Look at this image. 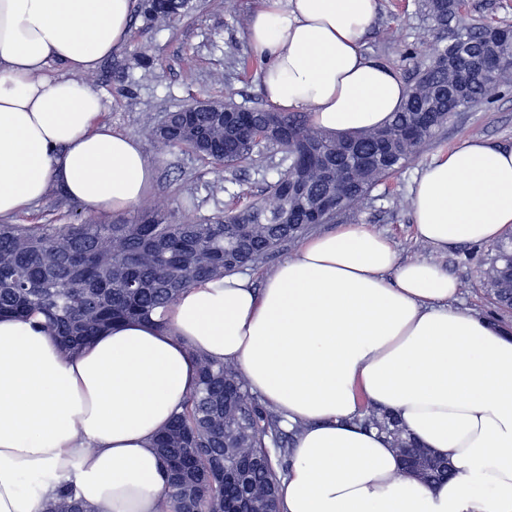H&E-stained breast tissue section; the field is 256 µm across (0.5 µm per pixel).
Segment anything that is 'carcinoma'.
Masks as SVG:
<instances>
[{"label":"carcinoma","mask_w":512,"mask_h":512,"mask_svg":"<svg viewBox=\"0 0 512 512\" xmlns=\"http://www.w3.org/2000/svg\"><path fill=\"white\" fill-rule=\"evenodd\" d=\"M188 6L141 0L138 9L147 23L166 25ZM416 14L430 56L417 64L401 111L356 134L354 145L304 115L230 98L222 112L198 113L195 136L180 133L178 110L154 127L162 147L190 151L213 167V196L224 191V170L249 161L262 143L274 148L280 171L255 200L197 221L145 206L108 224L82 216L70 224H0V316H41L70 354L108 326L151 320L200 280L244 271L320 224L343 223L457 113L512 82V25L468 17L461 0H416ZM480 283L496 309L512 313L511 232L490 246ZM189 353L196 384L154 442L168 475L159 512H278L279 468L300 427L284 431L234 366L192 347ZM362 422L390 438L405 472L422 483L454 474L448 458L405 435L393 412L368 404ZM46 512L86 509L64 487Z\"/></svg>","instance_id":"1"}]
</instances>
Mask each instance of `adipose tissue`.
<instances>
[{
    "instance_id": "obj_1",
    "label": "adipose tissue",
    "mask_w": 512,
    "mask_h": 512,
    "mask_svg": "<svg viewBox=\"0 0 512 512\" xmlns=\"http://www.w3.org/2000/svg\"><path fill=\"white\" fill-rule=\"evenodd\" d=\"M377 0H263L247 29L265 99L354 133L385 125L406 86L361 50ZM132 0H0V219L50 182L123 212L153 177L139 140L113 131L87 78L130 36ZM63 65V77L49 75ZM418 239L441 250L512 229V149L469 138L412 191ZM457 281L358 224L306 240L254 288L203 281L163 326L108 328L71 356L38 317H0V512H45L62 485L87 512H157L152 446L197 378L196 348L236 366L298 434L280 512H512V335L459 309ZM394 411L456 473H401L362 403Z\"/></svg>"
}]
</instances>
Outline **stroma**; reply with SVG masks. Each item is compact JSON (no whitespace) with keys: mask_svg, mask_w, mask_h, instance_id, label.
Instances as JSON below:
<instances>
[{"mask_svg":"<svg viewBox=\"0 0 512 512\" xmlns=\"http://www.w3.org/2000/svg\"><path fill=\"white\" fill-rule=\"evenodd\" d=\"M256 6L257 0H192L184 16L164 27H151L140 17H133L127 43L105 58L91 76L90 82L103 101L105 120L113 131L137 137L153 166L144 204L178 211L185 190L192 187L202 201L200 212L206 216L232 203L234 197L245 201L254 198L273 177L271 151L258 152L227 173L223 192L212 198L207 190L212 175L194 154L161 148L150 138L152 127L166 112L198 98L230 95L249 106L263 104L259 75L264 59H257L246 73L239 66L240 59L253 53L246 39V22ZM421 38L415 0H378L377 17L364 38L363 49L406 81L415 70L406 50ZM140 55L151 59L150 69L137 66L135 59ZM465 138L512 148V88L497 93L489 104L457 115L411 163L372 192L353 220L389 237L400 258L427 259L448 271L459 282L456 306L488 317L492 307L479 284L487 245L461 244L433 251L417 238L412 219L415 179L434 158ZM88 213L83 204L55 187L14 215L12 221L22 225L67 224L75 215Z\"/></svg>","mask_w":512,"mask_h":512,"instance_id":"1","label":"stroma"}]
</instances>
